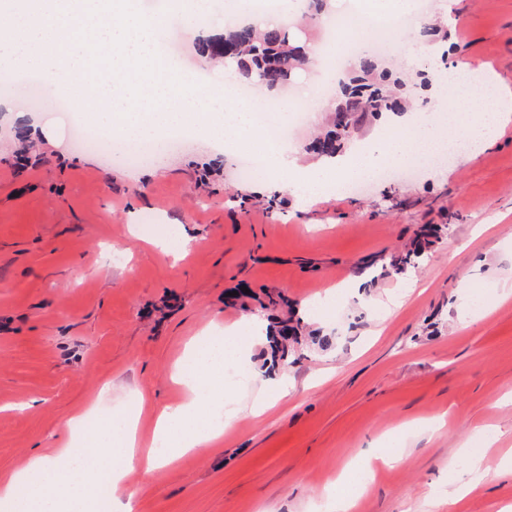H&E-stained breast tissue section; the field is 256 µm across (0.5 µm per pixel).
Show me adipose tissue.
I'll list each match as a JSON object with an SVG mask.
<instances>
[{
  "label": "adipose tissue",
  "instance_id": "adipose-tissue-1",
  "mask_svg": "<svg viewBox=\"0 0 512 512\" xmlns=\"http://www.w3.org/2000/svg\"><path fill=\"white\" fill-rule=\"evenodd\" d=\"M270 323L250 317L225 327L223 335H205L195 341L186 354L192 367L176 365L172 379L186 391L184 398L158 408L151 435L149 454L144 457L148 469L172 466L180 456L217 441L225 428L243 416H259L288 397L290 384L283 370L261 374L260 387L251 404L241 407L226 402V394L213 378L225 367L242 362V343L266 342ZM212 407L215 418H199L200 406ZM138 411L122 413L106 410L98 427L85 437L83 458H73L68 446L52 455L23 460L9 474L0 477V502L12 512H93L98 505V490L109 484L114 497L125 495V479L139 457L137 448L146 440L139 432ZM512 476V455L499 459L476 455L470 476L458 478L448 487V502L465 498L489 474Z\"/></svg>",
  "mask_w": 512,
  "mask_h": 512
}]
</instances>
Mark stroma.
I'll use <instances>...</instances> for the list:
<instances>
[{
    "label": "stroma",
    "mask_w": 512,
    "mask_h": 512,
    "mask_svg": "<svg viewBox=\"0 0 512 512\" xmlns=\"http://www.w3.org/2000/svg\"><path fill=\"white\" fill-rule=\"evenodd\" d=\"M436 53L407 67L420 41L382 59L406 78L415 110L451 105L440 72L469 66L512 91V0H430ZM23 106L49 136L18 169L0 122V474L61 444L67 419L142 401L140 431L179 399L171 377L204 328L244 318L281 293L302 325L332 333L331 350L300 343L284 369L296 390L243 417L204 450L127 479L131 512H336V476L353 467L354 512H499L512 479L487 480L457 506L442 491L471 467L467 441L494 434L512 448V123L474 160L370 182L303 201L288 187L238 179L237 156L181 136L163 157L130 166L79 149L70 120ZM428 226L416 266L384 269ZM185 235L174 255L157 240ZM362 280L365 294L348 290ZM337 289L336 305L313 304ZM471 304L460 316L459 301ZM39 398L19 413L15 404ZM443 425L427 429L429 421ZM394 463L366 474L384 447Z\"/></svg>",
    "instance_id": "1"
}]
</instances>
